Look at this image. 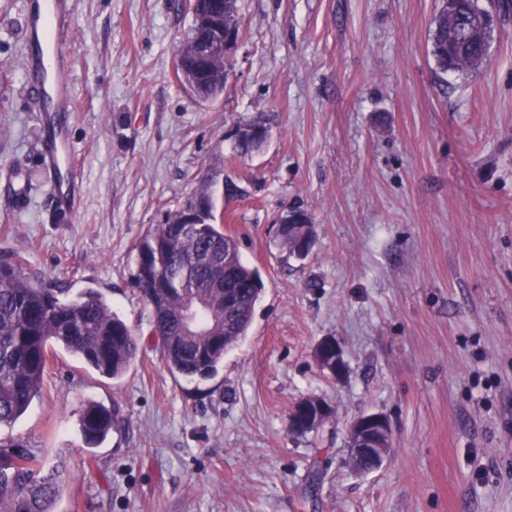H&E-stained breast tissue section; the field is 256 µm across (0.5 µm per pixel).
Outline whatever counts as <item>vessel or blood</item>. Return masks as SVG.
Instances as JSON below:
<instances>
[{"label": "vessel or blood", "instance_id": "obj_1", "mask_svg": "<svg viewBox=\"0 0 512 512\" xmlns=\"http://www.w3.org/2000/svg\"><path fill=\"white\" fill-rule=\"evenodd\" d=\"M71 0H30L25 17L27 93L41 103L43 165L61 173L56 201L65 212L80 203V184L71 171L74 147L68 137L67 116L74 103L66 93L70 77Z\"/></svg>", "mask_w": 512, "mask_h": 512}]
</instances>
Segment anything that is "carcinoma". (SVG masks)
Returning <instances> with one entry per match:
<instances>
[{"label":"carcinoma","mask_w":512,"mask_h":512,"mask_svg":"<svg viewBox=\"0 0 512 512\" xmlns=\"http://www.w3.org/2000/svg\"><path fill=\"white\" fill-rule=\"evenodd\" d=\"M459 21L448 27L446 10L434 20L431 54L442 74L473 69L483 53L484 37L467 35L468 22L483 9L477 0L459 3ZM225 9V27L239 28L238 0H204L181 47L187 74L182 84L206 101L224 93L226 77L202 68L200 49L210 36L206 16ZM213 180L204 179L179 206L167 212L140 240L135 282L150 310V323L161 342L168 368L185 377H207L224 353L250 328L260 291L252 286L257 273L240 259L236 239L216 222ZM191 213L198 223H180ZM21 255L0 260V428L11 427L38 394L50 350L58 347L112 379L122 377L138 347L128 325L102 294L87 288L70 299L62 289L35 281ZM203 301L200 334H186L180 320L187 300ZM78 422L89 441L104 439L116 424L113 414L85 402ZM40 459L31 451L0 453V512H52L62 473L56 468L39 475Z\"/></svg>","instance_id":"1"}]
</instances>
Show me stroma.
Returning a JSON list of instances; mask_svg holds the SVG:
<instances>
[{
  "label": "stroma",
  "instance_id": "35a3bbf8",
  "mask_svg": "<svg viewBox=\"0 0 512 512\" xmlns=\"http://www.w3.org/2000/svg\"><path fill=\"white\" fill-rule=\"evenodd\" d=\"M79 212L58 209L25 95L29 0H0V259L65 298L100 291L138 342L113 380L50 355L39 394L0 437L63 470L55 512H512V0L487 60L438 78L430 30L442 0H239L241 42L223 95L202 102L174 69L193 16L183 0H72ZM267 115L241 153L236 127ZM224 231L264 285L248 335L214 376L168 368L135 286L138 243L202 175ZM299 208L305 257L278 227ZM342 345L331 378L315 347ZM323 427L290 433L296 403ZM94 401L117 426L80 431ZM390 422L369 473L350 424ZM237 136L238 138H245L250 143L253 151H259L266 143L268 127L258 119H253L239 129Z\"/></svg>",
  "mask_w": 512,
  "mask_h": 512
}]
</instances>
